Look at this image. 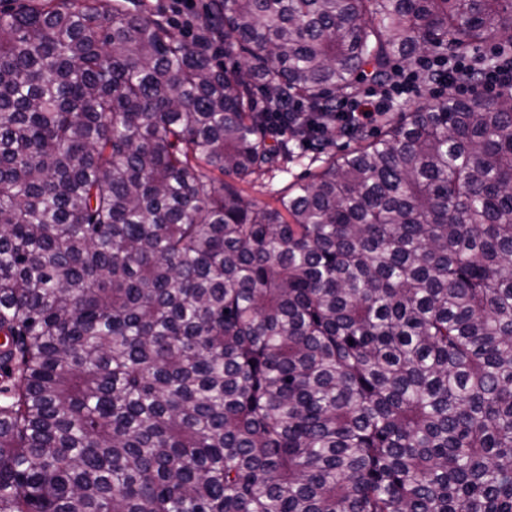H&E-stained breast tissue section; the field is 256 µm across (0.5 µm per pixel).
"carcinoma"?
<instances>
[{
  "label": "carcinoma",
  "mask_w": 512,
  "mask_h": 512,
  "mask_svg": "<svg viewBox=\"0 0 512 512\" xmlns=\"http://www.w3.org/2000/svg\"><path fill=\"white\" fill-rule=\"evenodd\" d=\"M132 2L0 11V512H512V93L336 114L512 0ZM140 2L150 5L156 11L163 12L167 15L174 23H180L181 20L177 21V16L182 17L183 20H188L191 17L201 12L203 4L199 7L197 0H141ZM171 4V5H170ZM169 6L171 11H169ZM175 13L176 16L173 14ZM175 17V18H174ZM308 160L302 163L288 164V171L266 175L242 184L244 194L259 204L274 205L276 199L287 185L305 175L309 166Z\"/></svg>",
  "instance_id": "cac0c4a2"
}]
</instances>
